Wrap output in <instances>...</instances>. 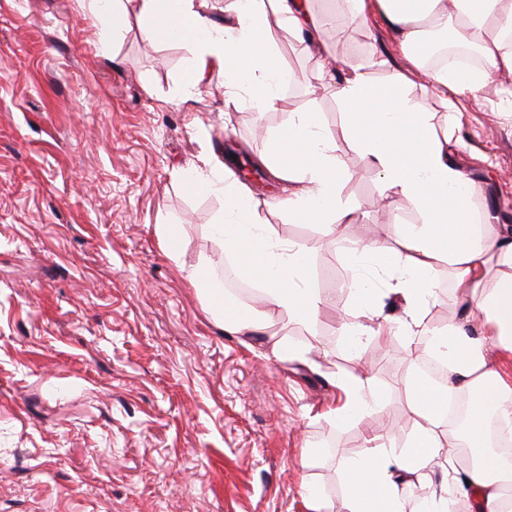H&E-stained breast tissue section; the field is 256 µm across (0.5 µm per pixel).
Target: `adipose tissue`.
Listing matches in <instances>:
<instances>
[{
	"mask_svg": "<svg viewBox=\"0 0 512 512\" xmlns=\"http://www.w3.org/2000/svg\"><path fill=\"white\" fill-rule=\"evenodd\" d=\"M145 31L170 45L187 47L191 65L178 78L182 100L197 96L209 72L224 73L227 105L254 114L284 111L287 122L269 134L258 156L282 190L274 202L227 176L220 161H206L190 179L194 189L221 195L224 215L212 226L225 256L239 269H252L260 287L253 305L241 307L214 286L203 269L188 272L202 291L211 317L226 333L243 336L268 311L290 321L313 324L327 300L309 284L308 250L273 236L265 219L267 206L305 224L321 225L326 234L343 239L354 223L357 204L341 198L352 173L325 132L318 113L292 112L282 93L285 82H321L336 73V55L320 40L322 28H362L383 24L409 67L387 69L376 79L381 60L369 58L351 66L332 88L343 115V135L377 170L382 192L402 196L418 214L415 224H396L385 239L350 250L354 271L372 264L383 277L374 283L362 276L356 283L357 307L370 318L380 315L387 298L398 300L403 313L372 329L358 325L352 346L362 350L364 338L379 342L399 337L415 346L418 337L439 334L448 350V373L433 385L420 372L404 380L414 429L397 444L396 429L370 436L348 466L343 512H407L403 485L428 478L440 463L447 473L428 512H455L457 501L475 499L477 512H512V464L490 450V423L512 433V382L502 378L488 356L489 348L512 354V226L492 223L484 213L476 223L470 198L474 181L456 162L460 142L452 130L460 123L459 100L476 96L493 77L512 75V0H344L340 15L316 11L311 0H226L225 16L216 19L210 0H136ZM294 37L310 35L313 59L303 75L282 66L277 31ZM448 35L459 49L473 52L478 65L426 67L417 48L431 34ZM425 72L432 93L448 102L441 132L434 115L418 111L405 88L414 71ZM451 275L458 320L433 331L425 320L438 300L436 288ZM345 401L339 423L358 420L377 403L370 380L341 383ZM464 396L469 406L466 442L483 449L481 461L461 471L453 452L459 439L444 427L448 400Z\"/></svg>",
	"mask_w": 512,
	"mask_h": 512,
	"instance_id": "obj_1",
	"label": "adipose tissue"
}]
</instances>
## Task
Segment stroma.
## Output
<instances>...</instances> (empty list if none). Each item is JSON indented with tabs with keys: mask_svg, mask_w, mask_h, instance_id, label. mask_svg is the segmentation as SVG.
<instances>
[{
	"mask_svg": "<svg viewBox=\"0 0 512 512\" xmlns=\"http://www.w3.org/2000/svg\"><path fill=\"white\" fill-rule=\"evenodd\" d=\"M85 0H0V512H313L305 487L341 502L346 465L387 418H402L412 358L398 340L354 353L341 326L361 319L348 251L362 236L418 223L342 134L330 92L296 83L295 110L319 112L358 202L345 241L278 210L275 236L310 250L309 279L336 310L307 331L272 315L308 361L243 346L206 312L186 276L226 259L209 227L222 197L179 172L210 153L231 170L264 146L284 112L226 113L224 74L175 100L187 50L149 40L138 16L98 51ZM322 38L357 64L406 59L386 29ZM468 107L457 135L476 215L512 225V76ZM172 225L178 260L158 234ZM371 378L382 410L339 424L343 379Z\"/></svg>",
	"mask_w": 512,
	"mask_h": 512,
	"instance_id": "stroma-1",
	"label": "stroma"
}]
</instances>
